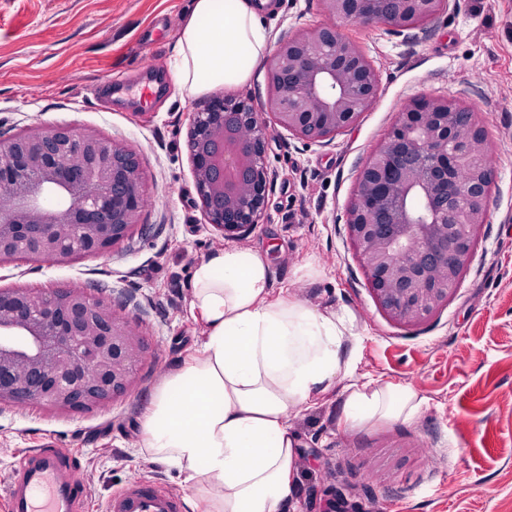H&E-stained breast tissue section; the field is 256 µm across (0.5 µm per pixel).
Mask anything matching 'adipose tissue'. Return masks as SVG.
<instances>
[{
	"mask_svg": "<svg viewBox=\"0 0 512 512\" xmlns=\"http://www.w3.org/2000/svg\"><path fill=\"white\" fill-rule=\"evenodd\" d=\"M272 0H194L174 46V76L196 96L214 82L245 84L272 47L263 18ZM207 333L197 355L170 372L141 423V445L183 477L191 512H298V442L291 418L345 379L344 418L414 423L427 401L358 371L351 312L272 296L256 249L230 245L193 269L189 302Z\"/></svg>",
	"mask_w": 512,
	"mask_h": 512,
	"instance_id": "1",
	"label": "adipose tissue"
}]
</instances>
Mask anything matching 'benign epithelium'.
Instances as JSON below:
<instances>
[{
	"label": "benign epithelium",
	"instance_id": "7a95c632",
	"mask_svg": "<svg viewBox=\"0 0 512 512\" xmlns=\"http://www.w3.org/2000/svg\"><path fill=\"white\" fill-rule=\"evenodd\" d=\"M330 18L402 32L445 0H320ZM266 110L308 141L330 139L375 100L380 79L334 26L280 41L268 68ZM263 113L216 96L194 113L188 138L208 223L238 238L259 223L269 170ZM493 173L474 113L448 98L415 97L359 173L350 239L378 306L417 326L455 294L487 223ZM143 172L120 140L43 126L0 135V260L103 254L140 224ZM139 338L81 286L0 289V402L63 409L105 406L129 384Z\"/></svg>",
	"mask_w": 512,
	"mask_h": 512
}]
</instances>
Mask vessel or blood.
Returning <instances> with one entry per match:
<instances>
[{"label":"vessel or blood","instance_id":"1","mask_svg":"<svg viewBox=\"0 0 512 512\" xmlns=\"http://www.w3.org/2000/svg\"><path fill=\"white\" fill-rule=\"evenodd\" d=\"M88 502L89 490L67 448L29 449L0 493L6 512H84ZM105 512H183V504L177 495L138 480L112 493Z\"/></svg>","mask_w":512,"mask_h":512}]
</instances>
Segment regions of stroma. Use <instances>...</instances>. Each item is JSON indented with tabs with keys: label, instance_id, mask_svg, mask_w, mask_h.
<instances>
[{
	"label": "stroma",
	"instance_id": "1",
	"mask_svg": "<svg viewBox=\"0 0 512 512\" xmlns=\"http://www.w3.org/2000/svg\"><path fill=\"white\" fill-rule=\"evenodd\" d=\"M194 0H0V133L63 125L124 141L138 156L141 224L102 255L0 260V289L87 286L140 340L128 388L107 407L0 404V488L30 448L72 449L105 512L122 485L175 495L178 471L138 446L141 418L170 370L207 327L189 310L197 262L228 241L207 221L188 148L203 97L181 93L174 45ZM320 0H276L272 40L326 24ZM380 77L374 103L333 139L310 142L270 125L264 215L240 246L265 254L273 292L347 308L360 372L409 385L428 401L418 421L347 428L335 384L291 421L301 443L294 497L302 512H512V0H447L432 20L394 33L337 21ZM122 78L123 96L99 91ZM157 80L151 102L141 86ZM448 97L470 107L489 145L493 184L475 257L448 304L422 325L391 323L351 246L347 210L361 167L405 102Z\"/></svg>",
	"mask_w": 512,
	"mask_h": 512
}]
</instances>
